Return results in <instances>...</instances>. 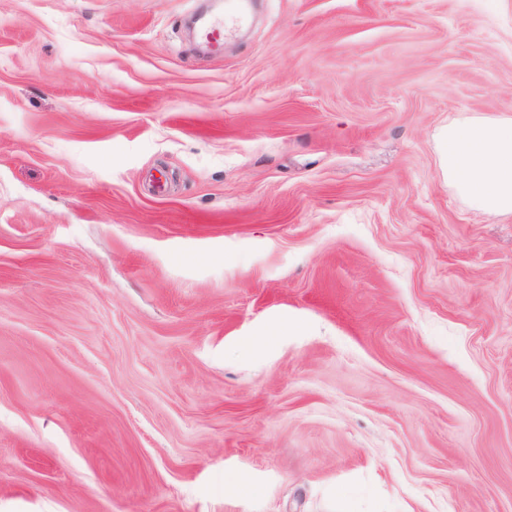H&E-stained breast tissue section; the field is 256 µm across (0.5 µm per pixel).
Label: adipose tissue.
<instances>
[{
    "instance_id": "adipose-tissue-1",
    "label": "adipose tissue",
    "mask_w": 512,
    "mask_h": 512,
    "mask_svg": "<svg viewBox=\"0 0 512 512\" xmlns=\"http://www.w3.org/2000/svg\"><path fill=\"white\" fill-rule=\"evenodd\" d=\"M440 168L469 207L512 217V116L473 115L440 132Z\"/></svg>"
}]
</instances>
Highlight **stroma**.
<instances>
[{
  "label": "stroma",
  "instance_id": "obj_1",
  "mask_svg": "<svg viewBox=\"0 0 512 512\" xmlns=\"http://www.w3.org/2000/svg\"><path fill=\"white\" fill-rule=\"evenodd\" d=\"M210 3L0 0V512H512V0ZM440 168L481 214L512 217V116L473 115L440 131Z\"/></svg>",
  "mask_w": 512,
  "mask_h": 512
}]
</instances>
